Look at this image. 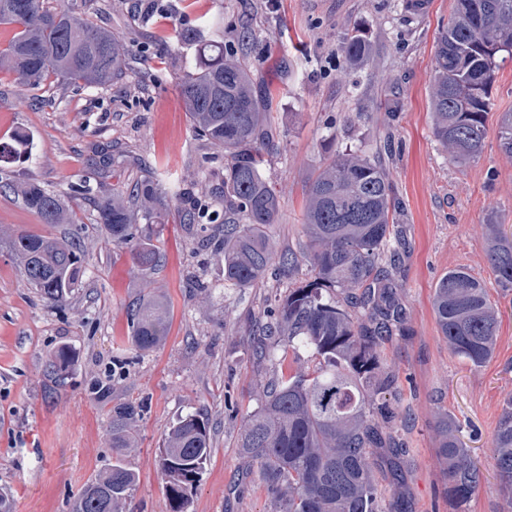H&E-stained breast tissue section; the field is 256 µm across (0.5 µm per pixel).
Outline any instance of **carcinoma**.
<instances>
[{
    "instance_id": "carcinoma-1",
    "label": "carcinoma",
    "mask_w": 512,
    "mask_h": 512,
    "mask_svg": "<svg viewBox=\"0 0 512 512\" xmlns=\"http://www.w3.org/2000/svg\"><path fill=\"white\" fill-rule=\"evenodd\" d=\"M0 25L19 31L0 50L5 68L30 89L53 74L88 87H106L122 77L123 48L111 32L46 0H0ZM362 33L343 42L347 61L366 54ZM512 55V0H453L448 27L434 53L430 109L432 134L458 165L478 159L486 138L491 90L498 57ZM179 93L195 132L224 151V217L215 225V251L224 255V287L249 288L270 268L288 278V291L274 300L268 320L252 331L251 353L261 364L303 349L310 366L296 372L273 370L258 390V407L240 426L235 448L264 485L272 512H408L389 500L377 480L390 466L403 478L398 436L391 434L386 407L393 379L381 365L380 344L408 330L397 277L399 232L392 210V181L378 154L334 151L308 182L303 243L278 251L268 234L280 212L275 188L263 174L271 146L268 112L253 97L242 65L224 56V47L199 50ZM499 147L512 158V111L498 118ZM26 141L0 143V163L12 164ZM17 190L25 207L45 224H69L60 195L30 181ZM158 184L146 181L112 189L97 204V221L112 242L130 250L145 275L161 259L150 225L155 223ZM487 259L495 281L512 287V226L486 224ZM10 248L23 278L52 306L66 304L78 287L83 251L53 235L19 234ZM432 311L448 348L474 367L492 358L498 312L485 283L464 268L448 270L436 284ZM169 313L147 297L130 313V341L150 351L167 336ZM143 405L133 400L112 406L109 428L116 463L90 480L72 512H115L138 481L122 463L136 440ZM437 454L448 496L466 504L480 485V472L460 438L455 420L437 425ZM500 481L512 501V399L502 409L492 440ZM211 428L197 413L176 422L158 449L157 465L170 512H187L192 491L210 459ZM389 448L385 463L373 449Z\"/></svg>"
}]
</instances>
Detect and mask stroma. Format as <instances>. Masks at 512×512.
I'll return each instance as SVG.
<instances>
[{
	"instance_id": "1",
	"label": "stroma",
	"mask_w": 512,
	"mask_h": 512,
	"mask_svg": "<svg viewBox=\"0 0 512 512\" xmlns=\"http://www.w3.org/2000/svg\"><path fill=\"white\" fill-rule=\"evenodd\" d=\"M68 3L120 39L126 74L102 88L53 77L29 90L0 72V140L34 138L9 181L38 182L77 215L73 224H45L17 195L0 192V491L10 494L13 512H70L88 481L111 468L112 407L127 399L144 404L123 458L139 480L117 512H169L155 452L173 423L194 412L208 418L213 448L190 512H270L234 440L269 374L251 355L249 333L288 281L270 274L252 288L224 287L223 257L198 248L199 233L185 220L194 200L224 211V153L191 128L178 91L200 43L223 45L240 60L271 113L276 139L265 175L279 194L270 236L280 249L299 246L305 188L330 156L327 133L340 150H386L410 331L380 349L395 378L389 404L399 414L404 481L383 472L379 482L412 512H512L492 448L512 397V290L488 269L485 234L491 217L512 224V159L498 139V117L512 109V57L499 64L483 153L460 166L435 141L429 110L432 60L453 0H429L422 13L408 0ZM359 28L371 49L349 70L341 46ZM184 29L196 30V44L178 39ZM143 179L163 193L153 227L162 258L146 278L128 248L113 245L95 207L113 184ZM21 233L81 243L85 272L70 303L49 306L24 282L9 249ZM457 267L485 281L499 310L495 354L481 367L450 352L431 307L437 280ZM195 272L212 282L208 294L192 288ZM149 295L166 304L170 328L157 348L138 352L129 311ZM62 347L71 364L61 381L47 364ZM442 414L457 421L481 472L461 510L437 456Z\"/></svg>"
}]
</instances>
